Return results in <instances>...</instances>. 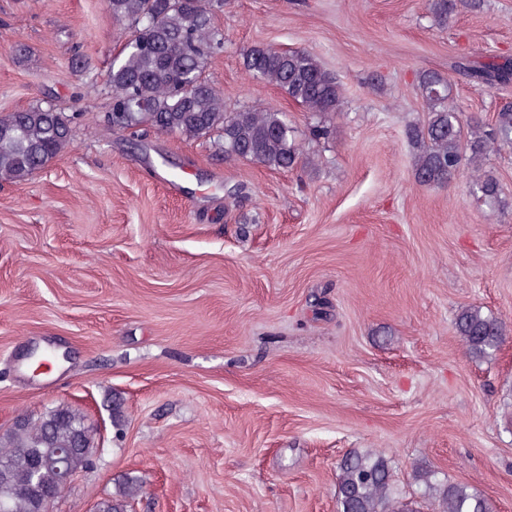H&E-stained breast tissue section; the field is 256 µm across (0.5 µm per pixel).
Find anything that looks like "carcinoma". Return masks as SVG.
I'll list each match as a JSON object with an SVG mask.
<instances>
[{"label": "carcinoma", "instance_id": "1", "mask_svg": "<svg viewBox=\"0 0 512 512\" xmlns=\"http://www.w3.org/2000/svg\"><path fill=\"white\" fill-rule=\"evenodd\" d=\"M107 5L113 19L129 26L128 38L108 70L107 123L113 131L162 130L188 140L216 134L218 149L227 158L273 170L303 162V150L284 113L224 109L223 96L206 76L209 62L224 49V34L214 25L211 8L201 0H107ZM456 7V0L430 3L440 24L448 22ZM243 66L308 112L328 117L343 111L338 81L308 52L254 47L243 55ZM460 70L489 87L512 81L507 64H463ZM419 93L428 121L405 131L420 148L417 180L441 186L466 159L475 166L478 198L494 206L499 184L481 165L496 146H512V106L496 112L490 128L476 125L466 132L448 80L427 73ZM73 119L52 104L0 116V182L20 185L45 168L70 145ZM454 326L477 355L497 348L503 336L502 323L477 306L461 309ZM79 440L91 447L94 436L84 416L67 405L37 421L25 419L0 437V472H7V479H0V504H7L10 512H39L43 492L59 485L62 467L73 472L88 468V458L75 449ZM423 480L436 512H494L489 500L466 484H435L428 474ZM142 491L141 481L129 476L119 495L100 501L98 510L127 512ZM336 506L337 512H406L396 506L388 460L369 450L348 453L338 464Z\"/></svg>", "mask_w": 512, "mask_h": 512}]
</instances>
